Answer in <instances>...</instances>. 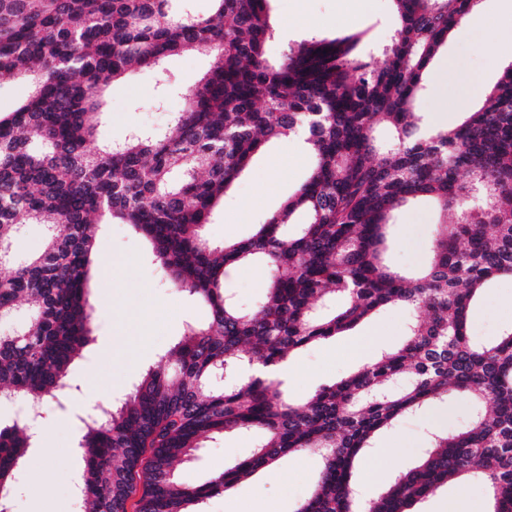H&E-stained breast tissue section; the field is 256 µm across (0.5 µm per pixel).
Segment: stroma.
<instances>
[{
	"label": "stroma",
	"instance_id": "obj_1",
	"mask_svg": "<svg viewBox=\"0 0 512 512\" xmlns=\"http://www.w3.org/2000/svg\"><path fill=\"white\" fill-rule=\"evenodd\" d=\"M274 24H287L288 33L268 45L269 59H278L290 43L314 36L343 38L359 36L356 52L377 63L399 26L393 0H272ZM481 30L449 39L431 67L451 63L443 86L427 81L416 109L433 121L439 92L456 96L471 90L473 103L499 79L512 53L502 52L498 64H489L481 48ZM212 58L206 53L185 51L165 62L172 91L159 97L152 71L136 69L112 83L104 97L103 117L98 129L101 143L123 138L134 129L170 130L184 107L183 89L191 87L209 70ZM312 158L284 152L273 141L254 160L233 189L224 197L208 232L214 242L249 237L306 178ZM439 217L434 204L424 200L405 208L389 228L386 260L405 273H413L427 260L436 235ZM96 253L100 259L93 270V343L71 367L72 377L88 382L107 400L127 393L149 368L165 362L167 352L182 334L185 323L204 322L206 308L186 293L173 288L159 265L152 261L144 243L126 224H105L99 229ZM264 271L257 264L230 267L224 289L242 311L253 310L260 300ZM417 311L386 308L353 331L293 352L298 375L287 378L285 389L297 403H305L320 386L347 377L373 361L379 352L394 350L405 340L409 321ZM512 326V278L492 283L473 305L468 331L478 342L495 341ZM471 406L465 399L431 405L423 415L401 417L377 434L371 448L354 469V483L364 500L381 496L392 477L414 467L428 432H451L469 418ZM72 410L46 401L38 421L37 448L28 455L17 475L8 512H80L73 491L82 470L75 452L80 437ZM254 436L228 433L208 440L196 460L179 465L180 481L199 485L236 461L250 455ZM322 466L320 456L290 455L270 470L242 480L229 493L207 499L203 512H295L316 485ZM487 488L479 482L467 487L449 483L418 502L414 512H488Z\"/></svg>",
	"mask_w": 512,
	"mask_h": 512
}]
</instances>
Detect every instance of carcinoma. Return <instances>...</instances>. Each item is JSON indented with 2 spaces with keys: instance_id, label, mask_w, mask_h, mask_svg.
Returning a JSON list of instances; mask_svg holds the SVG:
<instances>
[{
  "instance_id": "carcinoma-1",
  "label": "carcinoma",
  "mask_w": 512,
  "mask_h": 512,
  "mask_svg": "<svg viewBox=\"0 0 512 512\" xmlns=\"http://www.w3.org/2000/svg\"><path fill=\"white\" fill-rule=\"evenodd\" d=\"M0 0V76L31 92L0 116V322L18 303L27 320L0 333V400L39 403L73 389L70 367L93 340L90 280L96 233L128 224L169 283L203 304L168 363L81 421L83 512H201L204 501L299 452L323 466L295 512H411L454 478L492 492L512 512V329L490 343L468 334L474 297L512 276V63L482 106L445 130L414 112L432 59L478 0H394L400 18L384 59L355 55L360 36L313 37L270 62L271 0ZM194 47L214 57L184 94L176 125L97 135L102 93L138 66L169 92L164 59ZM390 125L383 146L378 119ZM306 131L307 179L256 232L216 245L207 226L224 194L272 139ZM443 215L426 266L407 276L384 262L387 229L410 204ZM45 224L40 250L13 242ZM265 270L257 307L224 291L225 269ZM385 306L422 310L404 344L303 406L259 374L291 352L348 331ZM462 397L470 420L434 434L419 465L363 506L352 471L372 437L432 402ZM258 432L253 453L201 485L175 476L206 439ZM37 438L0 426V485L8 488Z\"/></svg>"
}]
</instances>
